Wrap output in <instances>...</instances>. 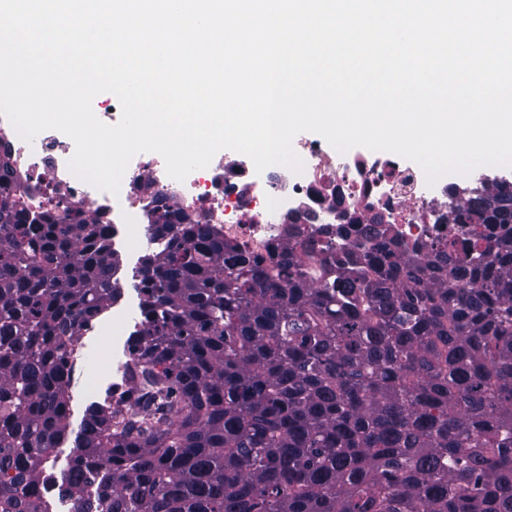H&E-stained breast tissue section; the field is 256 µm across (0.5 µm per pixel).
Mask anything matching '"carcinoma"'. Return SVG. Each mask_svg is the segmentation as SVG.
<instances>
[{
	"label": "carcinoma",
	"mask_w": 512,
	"mask_h": 512,
	"mask_svg": "<svg viewBox=\"0 0 512 512\" xmlns=\"http://www.w3.org/2000/svg\"><path fill=\"white\" fill-rule=\"evenodd\" d=\"M124 387L54 483L74 512H512V191L454 208L459 251L381 224L321 282L152 197ZM474 224L484 231L471 229ZM107 224L0 196V512H46L83 330L118 299Z\"/></svg>",
	"instance_id": "obj_1"
}]
</instances>
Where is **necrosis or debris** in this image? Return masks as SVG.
<instances>
[{"instance_id":"necrosis-or-debris-1","label":"necrosis or debris","mask_w":512,"mask_h":512,"mask_svg":"<svg viewBox=\"0 0 512 512\" xmlns=\"http://www.w3.org/2000/svg\"><path fill=\"white\" fill-rule=\"evenodd\" d=\"M0 134L10 142L21 175L11 195L19 206L51 211L65 224L103 223L112 227L117 256H135L151 247L147 213L153 193L167 196L172 208L215 225L225 239L252 254L270 256L290 241V223L321 239L323 252L312 267L346 259L363 224H385L392 237L428 252L432 241L447 233L454 207L473 190L495 191L502 178L480 171L445 176L427 186L422 168L386 151L338 152L322 138H294L302 173L273 165L256 172L253 162L216 153L210 164L184 181L168 176L155 152L134 156L118 193L101 191L76 177L68 162L75 145L46 130L33 141L19 137L0 116ZM347 227L341 237L337 227Z\"/></svg>"}]
</instances>
